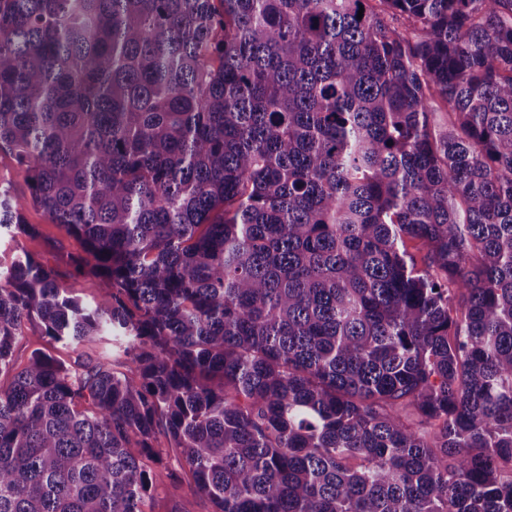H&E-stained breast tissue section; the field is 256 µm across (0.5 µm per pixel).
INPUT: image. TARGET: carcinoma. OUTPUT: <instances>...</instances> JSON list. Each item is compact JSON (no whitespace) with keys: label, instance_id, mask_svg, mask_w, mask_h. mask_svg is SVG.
I'll return each instance as SVG.
<instances>
[{"label":"carcinoma","instance_id":"1","mask_svg":"<svg viewBox=\"0 0 512 512\" xmlns=\"http://www.w3.org/2000/svg\"><path fill=\"white\" fill-rule=\"evenodd\" d=\"M0 151V512H512V0H0ZM0 183L8 184L21 198L29 196L25 174L20 171L13 156L6 151L0 152ZM24 217L28 224L37 225L39 235L32 238L17 237L16 242L11 239L9 234L2 232L0 234V263L9 264L20 248L50 265L55 264L62 254L80 249V242L65 235L42 209L29 203L24 209ZM18 244L20 248H18ZM69 291L84 301H90L101 294L98 283L88 277L72 275L63 279ZM49 344L46 340L40 336L39 329L28 328L25 329L23 337L19 340L16 348V356L19 361H24L30 355V353L38 348H48Z\"/></svg>","mask_w":512,"mask_h":512}]
</instances>
